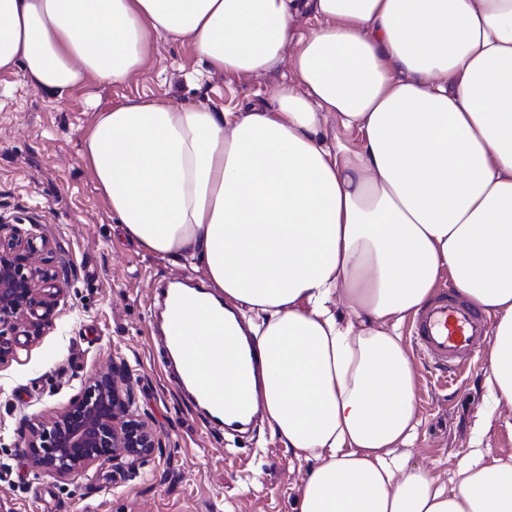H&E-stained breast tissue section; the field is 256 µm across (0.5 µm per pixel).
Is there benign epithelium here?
Listing matches in <instances>:
<instances>
[{
    "mask_svg": "<svg viewBox=\"0 0 512 512\" xmlns=\"http://www.w3.org/2000/svg\"><path fill=\"white\" fill-rule=\"evenodd\" d=\"M34 239L0 224V361L14 354L18 337H36L53 312L58 275L31 261ZM114 376L90 379L68 409L40 424L26 443L34 475L69 476L106 460L125 459L135 474L156 448L149 426L130 414Z\"/></svg>",
    "mask_w": 512,
    "mask_h": 512,
    "instance_id": "obj_1",
    "label": "benign epithelium"
}]
</instances>
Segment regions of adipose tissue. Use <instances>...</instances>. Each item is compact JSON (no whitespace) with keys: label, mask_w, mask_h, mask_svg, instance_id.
Instances as JSON below:
<instances>
[{"label":"adipose tissue","mask_w":512,"mask_h":512,"mask_svg":"<svg viewBox=\"0 0 512 512\" xmlns=\"http://www.w3.org/2000/svg\"><path fill=\"white\" fill-rule=\"evenodd\" d=\"M157 37L297 78L270 108L125 100L82 152L126 238L249 311L250 353L187 298L181 345L310 462L296 512H512L481 428L448 484L398 453L420 425L402 328L441 274L494 316L485 401L512 409V0H0V70L60 98L126 83Z\"/></svg>","instance_id":"obj_1"}]
</instances>
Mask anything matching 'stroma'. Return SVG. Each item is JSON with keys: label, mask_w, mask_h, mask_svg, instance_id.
Wrapping results in <instances>:
<instances>
[{"label": "stroma", "mask_w": 512, "mask_h": 512, "mask_svg": "<svg viewBox=\"0 0 512 512\" xmlns=\"http://www.w3.org/2000/svg\"><path fill=\"white\" fill-rule=\"evenodd\" d=\"M295 80L291 67L247 79L208 72L189 43L157 40L142 72L123 85L89 81L68 96L0 72V219L46 240L37 265L58 275L50 322L0 361V512H293L309 464L257 424L245 437L210 429L160 362L149 306L160 283L198 284L201 273L146 253L123 238L82 156L98 112L142 96L238 111L271 104ZM488 346L449 387L416 363L419 435L403 454L450 482L483 422L484 463L512 458V415L484 410ZM124 365L120 389L160 441L132 474L108 461L68 477L34 476L24 438L68 408L92 377Z\"/></svg>", "instance_id": "35a3bbf8"}]
</instances>
